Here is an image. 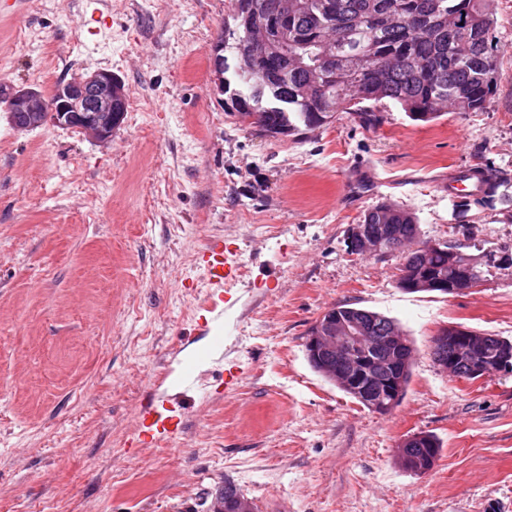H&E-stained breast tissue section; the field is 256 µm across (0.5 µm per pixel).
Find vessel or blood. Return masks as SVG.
<instances>
[{
  "instance_id": "vessel-or-blood-1",
  "label": "vessel or blood",
  "mask_w": 512,
  "mask_h": 512,
  "mask_svg": "<svg viewBox=\"0 0 512 512\" xmlns=\"http://www.w3.org/2000/svg\"><path fill=\"white\" fill-rule=\"evenodd\" d=\"M197 261L206 270L211 294L200 307L201 320L205 327L212 328L222 324L227 311L238 303L228 288L240 276L239 253L224 241L214 240L198 252ZM169 402V397L156 395L139 410L132 438L134 446L142 447L180 434L182 416L177 412L165 413Z\"/></svg>"
}]
</instances>
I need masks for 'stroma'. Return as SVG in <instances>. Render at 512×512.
<instances>
[{
	"label": "stroma",
	"instance_id": "stroma-1",
	"mask_svg": "<svg viewBox=\"0 0 512 512\" xmlns=\"http://www.w3.org/2000/svg\"><path fill=\"white\" fill-rule=\"evenodd\" d=\"M497 91L481 112L272 138L224 109L210 52L230 0H20L0 20V88L55 85L97 69L128 109L107 145L53 123L21 131L0 104V512H204L233 482L256 512H512V374L448 376L432 339L459 325L512 341V276L448 296L396 286L398 256L347 251V231L385 201L423 242L512 247L499 203H463L449 179L512 173V0H494ZM240 252L239 296L220 331L245 371L203 361L177 400V439L130 447L173 355L207 346L197 252ZM397 321L414 342L391 412L369 411L309 365L329 308ZM437 435L424 474L397 454ZM424 434L425 439L421 441ZM424 434L417 433L409 435L399 443L398 447L401 448V450L398 456L401 464L408 470H412L410 463L414 458H418L419 456H429L431 458L432 467L439 456L442 447L440 440L431 433ZM417 442L419 443L415 446L416 448H412V446Z\"/></svg>",
	"mask_w": 512,
	"mask_h": 512
}]
</instances>
